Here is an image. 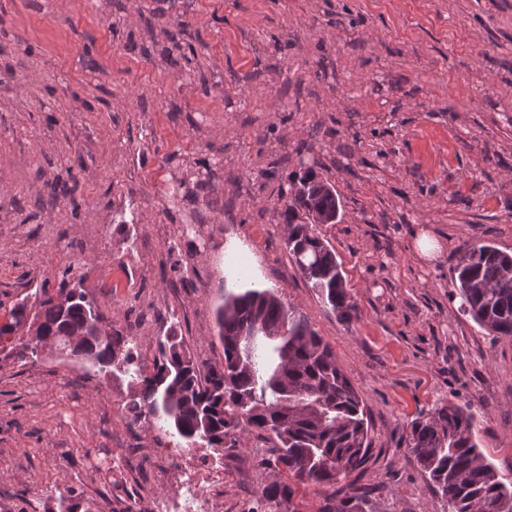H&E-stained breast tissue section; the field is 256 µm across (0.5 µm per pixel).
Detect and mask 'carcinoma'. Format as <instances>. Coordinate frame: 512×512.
Returning <instances> with one entry per match:
<instances>
[{"label":"carcinoma","mask_w":512,"mask_h":512,"mask_svg":"<svg viewBox=\"0 0 512 512\" xmlns=\"http://www.w3.org/2000/svg\"><path fill=\"white\" fill-rule=\"evenodd\" d=\"M283 212L288 224L284 245L301 276L336 316L358 317L335 250L308 222L314 206L331 217L340 201L330 184L309 169L294 179ZM460 308L489 335L512 337V254L491 244L460 252L453 266ZM55 302L47 289L32 318L41 335L68 334L102 317L96 301L64 283ZM26 304H17L0 326V339L22 329ZM224 361L202 369L172 330L160 337L152 362L138 360L137 344L119 330L112 340L82 341L68 355L101 371L120 372L137 381L132 400L136 416L148 415L189 447L203 442L220 451L237 448L244 435L270 437L263 462L274 472L264 485L265 512H300V484H342L340 498L325 500L318 512H376L358 492L352 474L368 462L370 427L362 400L336 362L332 348L303 316L285 309L277 295L250 288L231 293L217 311ZM258 330L250 347L239 345L243 332ZM408 448L428 474L448 512H512V478L483 457L474 438L472 414L460 407L435 405L411 422Z\"/></svg>","instance_id":"obj_1"}]
</instances>
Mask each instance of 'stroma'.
Returning a JSON list of instances; mask_svg holds the SVG:
<instances>
[{
	"instance_id": "35a3bbf8",
	"label": "stroma",
	"mask_w": 512,
	"mask_h": 512,
	"mask_svg": "<svg viewBox=\"0 0 512 512\" xmlns=\"http://www.w3.org/2000/svg\"><path fill=\"white\" fill-rule=\"evenodd\" d=\"M310 168L340 200L319 225L359 317L339 320L284 246ZM76 174L80 200L45 182ZM438 246L415 252L420 234ZM512 254V0H0V324L79 282L151 361L176 328L224 358L228 293L273 290L332 348L371 422L355 482L378 512H447L407 446L434 405L473 414L512 473V338L460 307L457 252ZM0 340V512L179 508L160 469L211 470L206 512L260 504L269 445L184 448L137 389Z\"/></svg>"
}]
</instances>
